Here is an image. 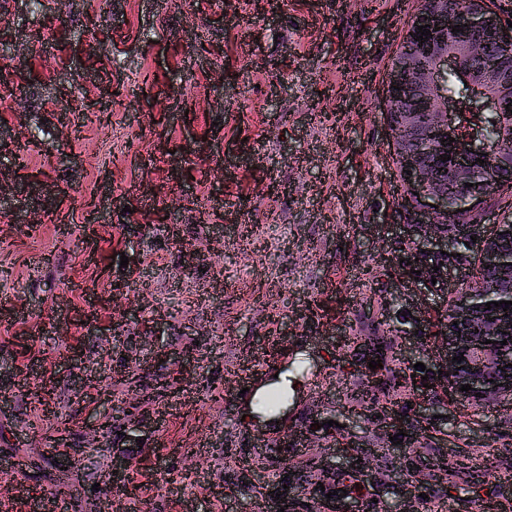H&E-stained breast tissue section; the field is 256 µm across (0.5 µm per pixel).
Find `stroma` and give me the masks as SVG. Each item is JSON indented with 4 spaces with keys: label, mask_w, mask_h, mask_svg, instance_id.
Returning <instances> with one entry per match:
<instances>
[{
    "label": "stroma",
    "mask_w": 512,
    "mask_h": 512,
    "mask_svg": "<svg viewBox=\"0 0 512 512\" xmlns=\"http://www.w3.org/2000/svg\"><path fill=\"white\" fill-rule=\"evenodd\" d=\"M0 0V503L64 512L31 478L58 462L82 512H109L116 456L140 469L122 512H256L255 473L297 481L357 427L362 372L329 342L374 317L407 222L384 81L407 0ZM44 33L26 58L31 30ZM123 94L109 98L110 87ZM80 101L78 128L57 104ZM286 387L274 417L238 389ZM121 432L97 437L111 409ZM506 411L449 403L426 423L470 461L420 512L512 499ZM343 435L269 449L286 427ZM434 449L377 448L363 473L433 472Z\"/></svg>",
    "instance_id": "1"
}]
</instances>
